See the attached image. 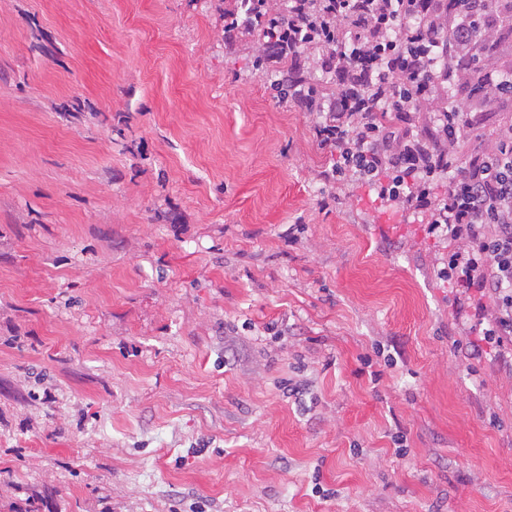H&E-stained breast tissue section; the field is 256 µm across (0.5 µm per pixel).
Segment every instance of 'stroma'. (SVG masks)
Returning <instances> with one entry per match:
<instances>
[{"label": "stroma", "mask_w": 512, "mask_h": 512, "mask_svg": "<svg viewBox=\"0 0 512 512\" xmlns=\"http://www.w3.org/2000/svg\"><path fill=\"white\" fill-rule=\"evenodd\" d=\"M225 5L0 0V512H512L447 241L324 181Z\"/></svg>", "instance_id": "1"}]
</instances>
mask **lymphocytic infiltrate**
<instances>
[{"label":"lymphocytic infiltrate","instance_id":"f902f5d3","mask_svg":"<svg viewBox=\"0 0 512 512\" xmlns=\"http://www.w3.org/2000/svg\"><path fill=\"white\" fill-rule=\"evenodd\" d=\"M512 20L473 30L449 0H233L224 33L254 44L261 73L288 84L333 176L365 181L383 206L448 242L438 274L458 316L477 326L465 359L512 368V115L478 132L512 99ZM329 75L331 85L317 74ZM470 89L467 99L449 96ZM448 191L437 195L438 183Z\"/></svg>","mask_w":512,"mask_h":512}]
</instances>
